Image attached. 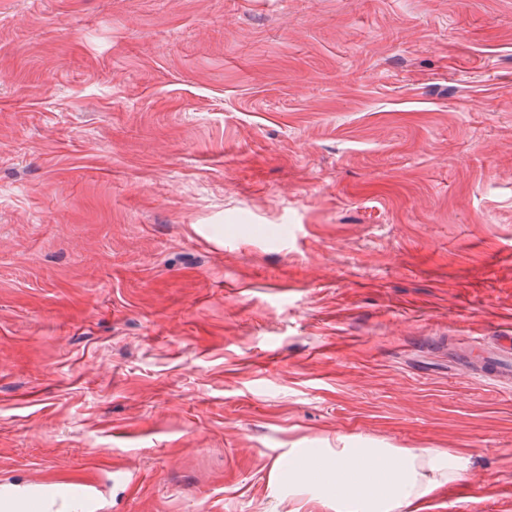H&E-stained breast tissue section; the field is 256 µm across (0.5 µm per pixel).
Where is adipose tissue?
Here are the masks:
<instances>
[{"instance_id":"1","label":"adipose tissue","mask_w":512,"mask_h":512,"mask_svg":"<svg viewBox=\"0 0 512 512\" xmlns=\"http://www.w3.org/2000/svg\"><path fill=\"white\" fill-rule=\"evenodd\" d=\"M458 458L439 448L298 449L288 474L289 489L316 492L331 512H417L438 487L460 477Z\"/></svg>"}]
</instances>
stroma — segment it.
<instances>
[{
  "instance_id": "1",
  "label": "stroma",
  "mask_w": 512,
  "mask_h": 512,
  "mask_svg": "<svg viewBox=\"0 0 512 512\" xmlns=\"http://www.w3.org/2000/svg\"><path fill=\"white\" fill-rule=\"evenodd\" d=\"M512 0H0V512H328L442 448L512 512ZM498 353L492 358L486 375L497 382H510L512 376V336L497 339ZM460 459L440 448H300L291 461L288 491L316 492L336 512H392L419 505L460 477ZM420 510V509H419ZM82 498L86 502L88 511L95 509L94 502L86 495L83 489L77 485H61L55 483H40L34 490L32 507L38 508L45 501L59 498Z\"/></svg>"
}]
</instances>
